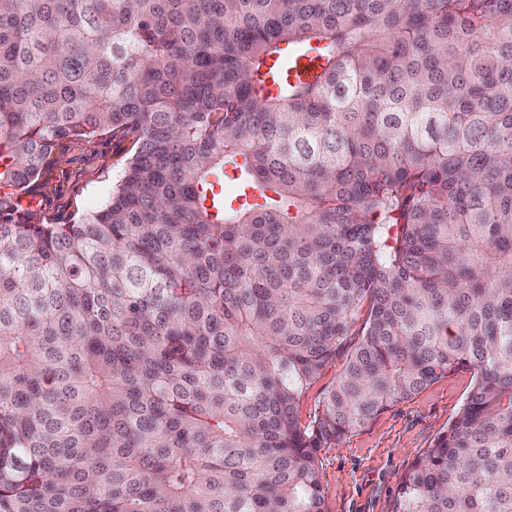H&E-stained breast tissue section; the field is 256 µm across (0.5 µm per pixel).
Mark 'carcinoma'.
Returning a JSON list of instances; mask_svg holds the SVG:
<instances>
[{
    "label": "carcinoma",
    "instance_id": "cac0c4a2",
    "mask_svg": "<svg viewBox=\"0 0 512 512\" xmlns=\"http://www.w3.org/2000/svg\"><path fill=\"white\" fill-rule=\"evenodd\" d=\"M109 133L99 204L21 205ZM461 370L395 512H512V0H0V512H324ZM360 325V321L355 324L344 346L339 349L336 353V357L326 366L324 371L302 397L300 403V416L302 420L307 421L309 419V415L313 414L318 401L336 383L338 374L351 351L361 338L358 331ZM472 386L462 370L380 411L319 452L325 512H393L402 478L448 429Z\"/></svg>",
    "mask_w": 512,
    "mask_h": 512
}]
</instances>
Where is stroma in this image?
<instances>
[{"mask_svg": "<svg viewBox=\"0 0 512 512\" xmlns=\"http://www.w3.org/2000/svg\"><path fill=\"white\" fill-rule=\"evenodd\" d=\"M125 155L122 144L108 135L70 143L48 182L35 188L44 212L57 223L70 222L78 210L103 194L119 174ZM359 339L358 330H351L344 346L304 394L301 418L313 414ZM471 386L472 375L466 370L442 378L380 411L335 447L321 449L324 512H393L403 476L447 430Z\"/></svg>", "mask_w": 512, "mask_h": 512, "instance_id": "1", "label": "stroma"}]
</instances>
